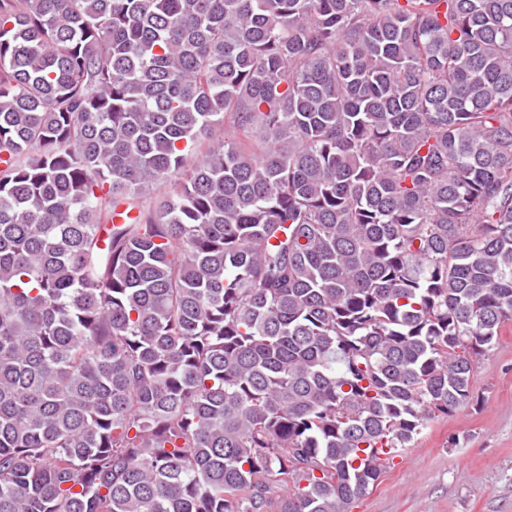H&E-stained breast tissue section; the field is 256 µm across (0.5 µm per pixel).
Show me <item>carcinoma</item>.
I'll return each instance as SVG.
<instances>
[{
	"mask_svg": "<svg viewBox=\"0 0 512 512\" xmlns=\"http://www.w3.org/2000/svg\"><path fill=\"white\" fill-rule=\"evenodd\" d=\"M508 321L512 0H0V512H348Z\"/></svg>",
	"mask_w": 512,
	"mask_h": 512,
	"instance_id": "obj_1",
	"label": "carcinoma"
}]
</instances>
